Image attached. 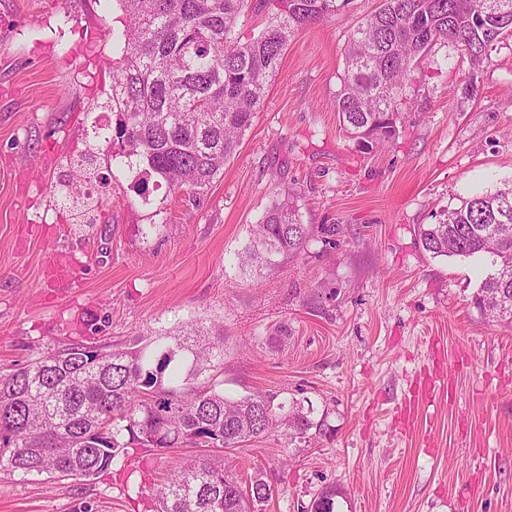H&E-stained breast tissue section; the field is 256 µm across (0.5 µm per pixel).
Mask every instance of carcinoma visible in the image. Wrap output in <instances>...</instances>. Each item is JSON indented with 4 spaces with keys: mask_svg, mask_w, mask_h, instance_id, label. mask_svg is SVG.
<instances>
[{
    "mask_svg": "<svg viewBox=\"0 0 512 512\" xmlns=\"http://www.w3.org/2000/svg\"><path fill=\"white\" fill-rule=\"evenodd\" d=\"M277 2L256 34L238 30L247 12ZM121 27L112 29V93L96 108L116 116L115 138L100 139L70 159L82 164L102 151L117 171L144 167L173 193L197 195L223 172L264 103L288 43L336 12V0H115ZM512 32V0H380L349 36L340 125L364 150L398 134L409 104L412 72L438 43H450L472 65L488 60ZM336 227L301 222L290 194L255 225L247 257L296 256ZM434 256H481L491 271L473 295L488 319L512 307V186L474 194L421 224ZM160 352L142 337L109 352L76 346L0 374V471L90 479L138 445L197 454L170 470L156 490V512H253L272 496L255 476L243 481L223 452L282 425L306 438L323 422L314 408L273 404L262 394L230 399L216 389L224 365V328L188 324Z\"/></svg>",
    "mask_w": 512,
    "mask_h": 512,
    "instance_id": "1",
    "label": "carcinoma"
}]
</instances>
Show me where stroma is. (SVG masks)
I'll return each mask as SVG.
<instances>
[{
	"instance_id": "1",
	"label": "stroma",
	"mask_w": 512,
	"mask_h": 512,
	"mask_svg": "<svg viewBox=\"0 0 512 512\" xmlns=\"http://www.w3.org/2000/svg\"><path fill=\"white\" fill-rule=\"evenodd\" d=\"M350 0L292 38L238 153L197 200L112 177L98 154L88 220L57 203L112 89V0H0V372L77 345L107 352L190 321L224 328L225 397L312 405L321 435L237 449L262 512H512V330L471 297L478 257H435L417 229L512 181V33L472 66L438 45L414 73L396 141L362 152L339 125ZM475 79L476 95L464 94ZM330 241L241 267L284 194ZM93 479L0 472V512H153V482L189 449L129 451Z\"/></svg>"
}]
</instances>
